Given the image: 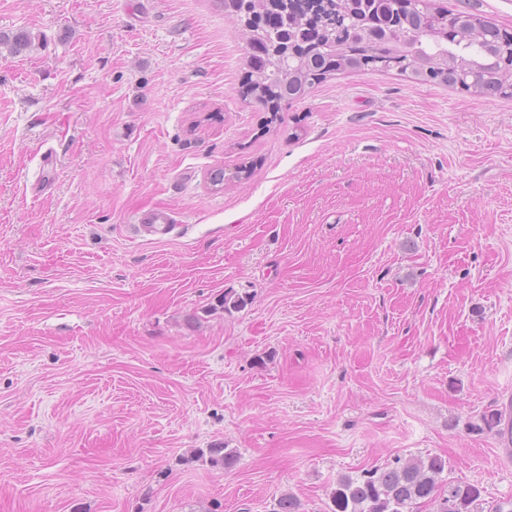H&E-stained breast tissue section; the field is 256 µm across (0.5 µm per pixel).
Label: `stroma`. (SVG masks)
I'll return each mask as SVG.
<instances>
[{
	"instance_id": "1",
	"label": "stroma",
	"mask_w": 512,
	"mask_h": 512,
	"mask_svg": "<svg viewBox=\"0 0 512 512\" xmlns=\"http://www.w3.org/2000/svg\"><path fill=\"white\" fill-rule=\"evenodd\" d=\"M0 34V512H331L434 456L512 502V96L346 72L274 118L215 0H0Z\"/></svg>"
}]
</instances>
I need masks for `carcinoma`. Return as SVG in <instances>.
<instances>
[{
	"label": "carcinoma",
	"mask_w": 512,
	"mask_h": 512,
	"mask_svg": "<svg viewBox=\"0 0 512 512\" xmlns=\"http://www.w3.org/2000/svg\"><path fill=\"white\" fill-rule=\"evenodd\" d=\"M224 9L244 22L259 15L257 0H219ZM401 20L399 27L375 34L367 42L361 31L378 26L383 16ZM457 13L433 9L430 5L412 4V0H363L359 3L358 21L342 30H331L318 42L310 43L296 71L288 68L285 49L293 30L288 21L272 16L262 25L259 39L246 45V75L240 86L245 99H253L276 116L282 106L302 98L314 84L342 71L344 63L356 70L381 68V61L395 59L402 64L398 73L419 81H434L476 95H509L512 88V33L473 15L478 32H456ZM448 21L453 31L450 40L442 38L416 55L403 54L398 44L407 34L427 29L431 19ZM448 51L454 62L436 64L434 58ZM211 467L227 469L232 455L222 448L199 451ZM445 468L441 459L396 460V465L368 470L359 477L340 478L330 494L332 512H414L421 502L436 504V512H473L481 496L478 487L439 479Z\"/></svg>",
	"instance_id": "obj_1"
}]
</instances>
